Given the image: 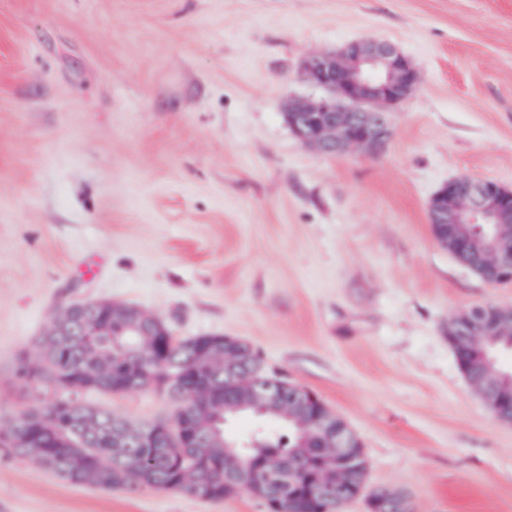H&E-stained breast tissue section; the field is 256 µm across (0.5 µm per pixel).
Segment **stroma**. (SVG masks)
<instances>
[{
  "mask_svg": "<svg viewBox=\"0 0 512 512\" xmlns=\"http://www.w3.org/2000/svg\"><path fill=\"white\" fill-rule=\"evenodd\" d=\"M419 75L379 154L325 157L286 119L305 60L363 38ZM512 188V0H0V429L19 359L73 301L175 336L247 341L359 437L366 491L414 512H512V424L461 372L448 323L512 307L436 241L432 196ZM80 400L174 420L159 391ZM0 512H266L73 486L0 448ZM411 499L404 493L389 489H378L368 499V512H409Z\"/></svg>",
  "mask_w": 512,
  "mask_h": 512,
  "instance_id": "obj_1",
  "label": "stroma"
}]
</instances>
